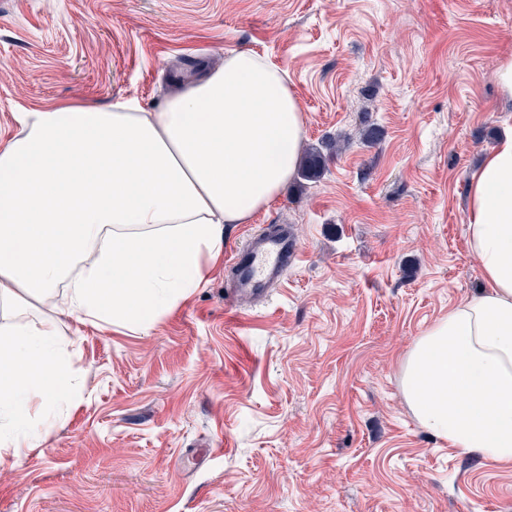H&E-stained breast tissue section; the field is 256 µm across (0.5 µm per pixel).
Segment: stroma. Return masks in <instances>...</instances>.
<instances>
[{"instance_id":"obj_1","label":"stroma","mask_w":512,"mask_h":512,"mask_svg":"<svg viewBox=\"0 0 512 512\" xmlns=\"http://www.w3.org/2000/svg\"><path fill=\"white\" fill-rule=\"evenodd\" d=\"M237 51L285 72L327 155L224 253L288 224L300 259L243 310L225 258L148 329L60 323L82 399L0 458V512H512V466L434 437L402 383L483 285L466 189L512 132V0H0V141L32 108H156Z\"/></svg>"}]
</instances>
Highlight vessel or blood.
Instances as JSON below:
<instances>
[{
	"instance_id": "obj_1",
	"label": "vessel or blood",
	"mask_w": 512,
	"mask_h": 512,
	"mask_svg": "<svg viewBox=\"0 0 512 512\" xmlns=\"http://www.w3.org/2000/svg\"><path fill=\"white\" fill-rule=\"evenodd\" d=\"M299 253L300 247L288 229H281L274 235H250L231 258L233 276L227 290L229 301L237 304L265 296L269 288L284 278Z\"/></svg>"
}]
</instances>
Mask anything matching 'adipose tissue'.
Listing matches in <instances>:
<instances>
[{"instance_id": "adipose-tissue-1", "label": "adipose tissue", "mask_w": 512, "mask_h": 512, "mask_svg": "<svg viewBox=\"0 0 512 512\" xmlns=\"http://www.w3.org/2000/svg\"><path fill=\"white\" fill-rule=\"evenodd\" d=\"M17 121L0 145V455L45 442L34 405L79 399L58 319L144 327L188 299L227 225L294 177L305 126L283 72L248 52L151 110L119 97ZM466 220L484 286L414 340L403 389L449 447L510 464L512 133L471 173ZM33 304L45 316L19 324Z\"/></svg>"}]
</instances>
